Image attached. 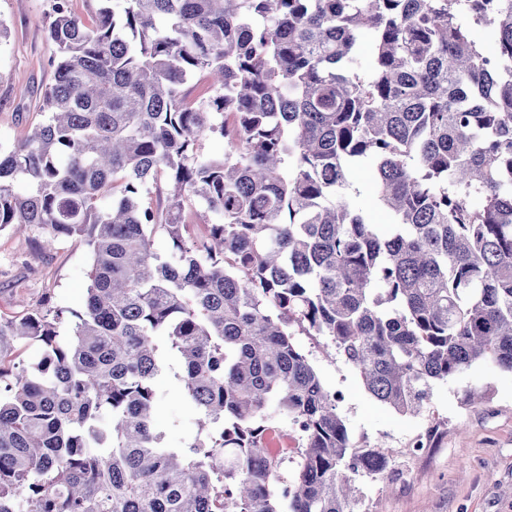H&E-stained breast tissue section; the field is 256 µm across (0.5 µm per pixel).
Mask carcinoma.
I'll list each match as a JSON object with an SVG mask.
<instances>
[{
  "label": "carcinoma",
  "instance_id": "1",
  "mask_svg": "<svg viewBox=\"0 0 512 512\" xmlns=\"http://www.w3.org/2000/svg\"><path fill=\"white\" fill-rule=\"evenodd\" d=\"M104 2L88 23L54 0L48 119L0 147V228L92 254L71 336L49 307L0 320V512H360L390 457L353 446L291 328L401 416L477 362L512 373V0ZM158 336L198 415L184 446L155 420ZM271 410L298 428L289 480ZM349 180L361 190L359 202L363 210L371 216L374 224H380L385 229L390 219L378 203L367 169L364 167L354 168L349 173Z\"/></svg>",
  "mask_w": 512,
  "mask_h": 512
}]
</instances>
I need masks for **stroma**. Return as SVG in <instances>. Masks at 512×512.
I'll use <instances>...</instances> for the list:
<instances>
[{"mask_svg": "<svg viewBox=\"0 0 512 512\" xmlns=\"http://www.w3.org/2000/svg\"><path fill=\"white\" fill-rule=\"evenodd\" d=\"M52 0H0V144L8 146L47 119L42 93L54 81L50 61L55 48L43 21ZM90 248L73 236L47 243L45 231L0 230V319H20L42 304L61 313L60 333L68 335L73 315L85 303ZM326 387L342 393L338 412L356 447L382 445L393 459L386 480L365 479V512H512V374L485 363L437 384L430 404L415 418L398 415L364 389L359 376L337 355L325 353L323 340L296 334ZM178 363L159 383V428L174 446L197 431L196 412L178 396ZM475 386L483 403L464 404L463 388ZM428 433L426 449L405 447Z\"/></svg>", "mask_w": 512, "mask_h": 512, "instance_id": "stroma-1", "label": "stroma"}]
</instances>
